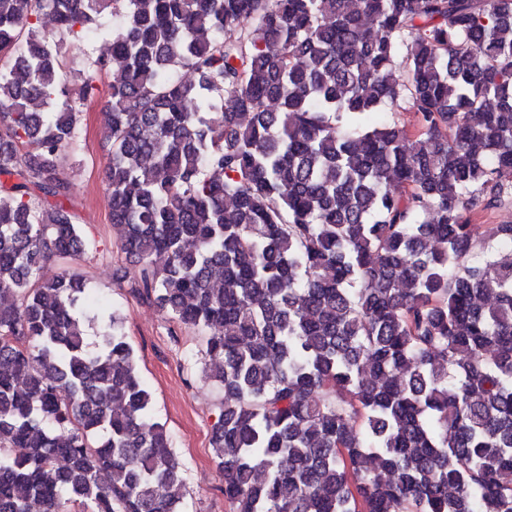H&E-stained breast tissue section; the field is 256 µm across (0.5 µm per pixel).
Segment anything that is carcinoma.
Here are the masks:
<instances>
[{"instance_id":"obj_1","label":"carcinoma","mask_w":512,"mask_h":512,"mask_svg":"<svg viewBox=\"0 0 512 512\" xmlns=\"http://www.w3.org/2000/svg\"><path fill=\"white\" fill-rule=\"evenodd\" d=\"M106 13L112 224L207 333L232 512H512V224L469 258L512 199V0H0V512H186L123 318L90 347L91 288L43 274L87 246L56 34ZM481 203L472 213V224H512V202L493 208H484Z\"/></svg>"}]
</instances>
